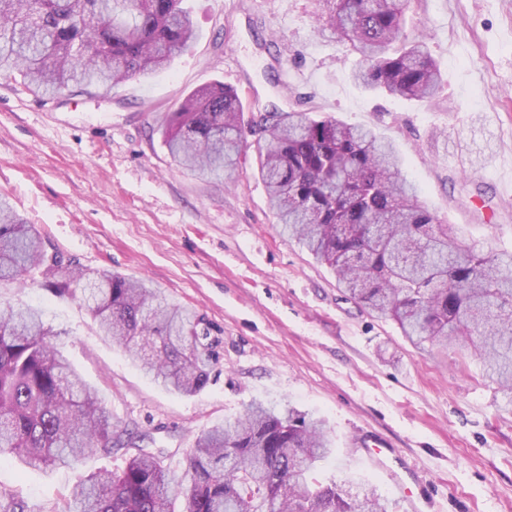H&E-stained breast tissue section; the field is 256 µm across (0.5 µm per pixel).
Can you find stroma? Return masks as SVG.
<instances>
[{
	"mask_svg": "<svg viewBox=\"0 0 512 512\" xmlns=\"http://www.w3.org/2000/svg\"><path fill=\"white\" fill-rule=\"evenodd\" d=\"M198 38L151 79L107 96L29 92L0 72V195L80 271L144 279L195 309L218 355L193 396L145 376L77 302L40 274L0 284V300L42 308L55 343L115 420L143 433L182 475L198 434L253 400L325 420L319 478L370 484L390 512H512V391L468 349L420 350L398 325L339 287L327 263L280 232L254 137L213 179L179 170L162 121L221 82L245 107L276 105L364 125L393 142L404 175L439 221L486 251L512 250V0H409L404 40L424 37L438 96L370 92L361 57L322 34L321 0H187ZM100 454L53 470L0 459V488L53 512Z\"/></svg>",
	"mask_w": 512,
	"mask_h": 512,
	"instance_id": "1",
	"label": "stroma"
}]
</instances>
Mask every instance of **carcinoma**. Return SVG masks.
<instances>
[{"instance_id":"1","label":"carcinoma","mask_w":512,"mask_h":512,"mask_svg":"<svg viewBox=\"0 0 512 512\" xmlns=\"http://www.w3.org/2000/svg\"><path fill=\"white\" fill-rule=\"evenodd\" d=\"M183 0H0V71L36 95L73 87L107 91L145 79L195 39ZM319 29L348 42L365 65L354 79L393 97H435L441 72L417 39L394 50L405 0H324ZM257 137L258 173L282 232L335 272L351 298L394 320L416 348L470 344L512 391V251L486 254L421 204L394 145L333 117L269 110L244 120L231 89L207 84L167 113L166 145L180 168L219 177L239 163L244 129ZM62 300L77 301L102 334L124 346L167 389L193 395L216 355L192 309L109 270L71 268L0 198V282L31 268ZM43 311L0 301V457L31 469L70 465L133 444L53 343ZM332 454L324 422L253 401L203 431L175 483L160 454L140 448L125 465L89 477L54 512H389L368 487L357 494L316 476ZM0 512H27L0 490Z\"/></svg>"}]
</instances>
